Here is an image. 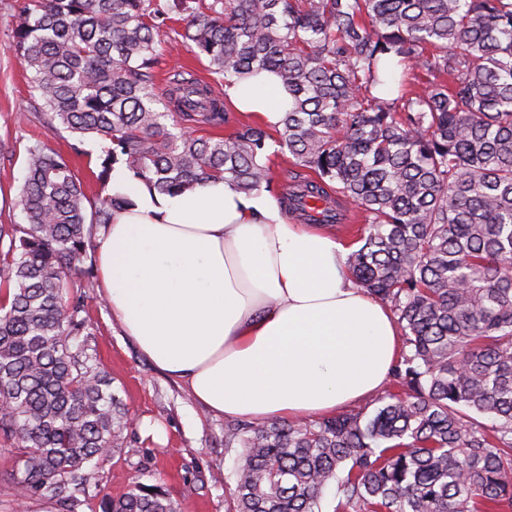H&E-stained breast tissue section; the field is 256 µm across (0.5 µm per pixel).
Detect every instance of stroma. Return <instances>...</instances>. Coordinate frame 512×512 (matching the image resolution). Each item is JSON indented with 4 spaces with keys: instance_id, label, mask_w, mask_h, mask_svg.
I'll return each mask as SVG.
<instances>
[{
    "instance_id": "obj_1",
    "label": "stroma",
    "mask_w": 512,
    "mask_h": 512,
    "mask_svg": "<svg viewBox=\"0 0 512 512\" xmlns=\"http://www.w3.org/2000/svg\"><path fill=\"white\" fill-rule=\"evenodd\" d=\"M13 0H0V142L13 146V156L0 155V223L20 224L24 215L17 204L25 177L23 157L27 145L42 142L54 151L70 154L88 194H97L94 176L101 143L85 141L82 155L70 153V138L55 133L38 118L33 105L28 73L10 51L15 16ZM173 24L158 47L155 68L159 91H166L168 77L177 71L191 72L223 94L224 79L211 73L206 61L186 50L174 51L170 41L181 31ZM90 354L112 377V389L131 417L125 432L127 447L116 448L98 463L99 486L80 512H101L103 496L126 492L129 481L161 485L178 501L181 512H226V499L238 463L236 452L224 447L225 417L204 412L186 387L154 367L137 344L125 336L104 299L94 300L87 310ZM0 436V512H58L51 504L20 507L13 495L14 459L6 453Z\"/></svg>"
}]
</instances>
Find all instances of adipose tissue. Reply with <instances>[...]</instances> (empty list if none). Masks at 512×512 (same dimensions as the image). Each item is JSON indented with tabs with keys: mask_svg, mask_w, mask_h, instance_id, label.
Wrapping results in <instances>:
<instances>
[{
	"mask_svg": "<svg viewBox=\"0 0 512 512\" xmlns=\"http://www.w3.org/2000/svg\"><path fill=\"white\" fill-rule=\"evenodd\" d=\"M225 95L269 126L291 106L269 72ZM111 189L130 204L96 235L106 303L204 411L302 421L382 390L399 327L354 284L330 226L292 223L273 195L248 196L221 180L168 196L118 168Z\"/></svg>",
	"mask_w": 512,
	"mask_h": 512,
	"instance_id": "ef3b65f1",
	"label": "adipose tissue"
}]
</instances>
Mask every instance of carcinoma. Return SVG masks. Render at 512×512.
<instances>
[{"instance_id": "1", "label": "carcinoma", "mask_w": 512, "mask_h": 512, "mask_svg": "<svg viewBox=\"0 0 512 512\" xmlns=\"http://www.w3.org/2000/svg\"><path fill=\"white\" fill-rule=\"evenodd\" d=\"M12 52L42 122L83 153L102 142L99 193L69 158L25 148L23 224H0V434L25 502L79 512L97 461L124 442L127 412L86 352L92 235L127 201L122 165L160 194L223 179L271 189L266 160L298 174L288 210L307 224H364L347 259L403 339L365 408L308 421L224 425L238 451L227 512H512V0H15ZM232 85L275 73L292 97L273 137H229L212 87L174 75L159 100V37ZM411 62V93L388 63ZM164 104L165 111L158 109ZM103 512H180L130 482Z\"/></svg>"}]
</instances>
